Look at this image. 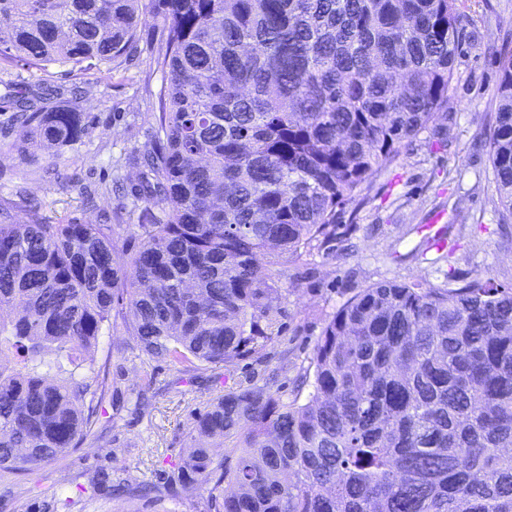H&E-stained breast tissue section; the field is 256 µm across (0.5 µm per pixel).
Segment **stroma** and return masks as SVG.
<instances>
[{"instance_id":"35a3bbf8","label":"stroma","mask_w":512,"mask_h":512,"mask_svg":"<svg viewBox=\"0 0 512 512\" xmlns=\"http://www.w3.org/2000/svg\"><path fill=\"white\" fill-rule=\"evenodd\" d=\"M462 3L468 23L447 111L404 142L398 160L375 177L367 199L344 205L336 241L297 259L279 258L274 273L283 317L277 340L260 354L183 372L142 360L126 326L115 322L94 353L111 385L99 412L98 441L24 476H0V486L12 490L0 498V512H203L205 501L196 494L176 503L159 490L119 497L96 478L121 471L134 484L159 483L178 462L195 416L245 377L260 388L273 380L281 401L307 400L308 392H295L294 380L307 366L327 315L355 289L385 280L445 288L449 276L479 273L512 287V222L502 221L485 139L499 105L498 49L512 40V0ZM143 38L140 56L113 65L106 81L94 69L51 66V83L60 90L52 105L82 112L87 133L57 157L31 164L21 162L13 147L18 128L6 94L37 90L42 74L0 66V208L17 217L36 213L54 224L92 222L98 210L110 211L122 264L130 225L150 220L128 192L139 177L129 158L154 131L162 84L154 58L164 36L149 25ZM438 212L453 250L446 260L427 248L421 231Z\"/></svg>"}]
</instances>
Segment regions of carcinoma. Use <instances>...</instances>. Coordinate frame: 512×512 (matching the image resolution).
I'll return each mask as SVG.
<instances>
[{"mask_svg": "<svg viewBox=\"0 0 512 512\" xmlns=\"http://www.w3.org/2000/svg\"><path fill=\"white\" fill-rule=\"evenodd\" d=\"M0 16V62L43 70L129 62L149 18L165 35L131 188L157 213L129 225L127 266L110 217L0 213V470L18 475L98 440L109 383L91 352L112 322L184 372L275 341L271 267L336 239L342 206L447 109L467 25L458 0H0ZM56 93L11 95L35 152L84 135L82 113L45 109ZM488 144L506 222L512 57ZM307 384L303 404L250 384L214 399L165 496L206 491V512H512V288H360L327 316Z\"/></svg>", "mask_w": 512, "mask_h": 512, "instance_id": "cac0c4a2", "label": "carcinoma"}]
</instances>
